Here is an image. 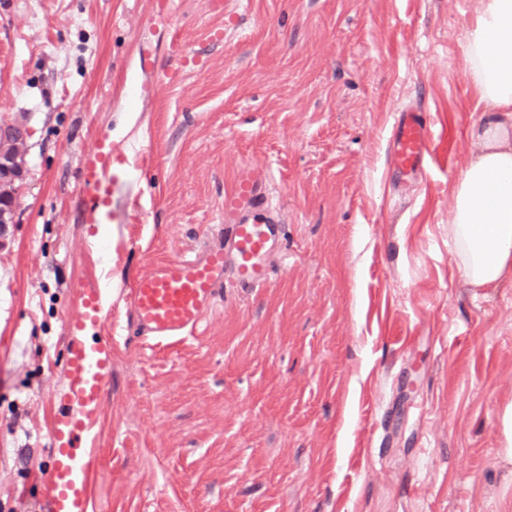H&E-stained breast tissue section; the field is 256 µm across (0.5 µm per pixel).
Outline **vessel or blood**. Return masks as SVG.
Listing matches in <instances>:
<instances>
[{
    "instance_id": "vessel-or-blood-1",
    "label": "vessel or blood",
    "mask_w": 512,
    "mask_h": 512,
    "mask_svg": "<svg viewBox=\"0 0 512 512\" xmlns=\"http://www.w3.org/2000/svg\"><path fill=\"white\" fill-rule=\"evenodd\" d=\"M432 126L419 109L402 110L393 137V162L402 174L420 168ZM105 141H98L85 165L82 191L90 220L100 218L112 190V169L103 163ZM263 197L247 170L224 197L226 245L211 247L204 259H170L154 263L132 285L127 300L131 324L149 340L173 342L194 333L222 292L224 253L232 251L241 283L259 285L268 279L264 260L276 238L273 216L263 215ZM79 305L69 323L73 335L67 345L66 390L61 413L51 433L52 458L46 473L51 489L49 512H90L91 478L87 459L97 446L99 411L108 395L112 372V343L86 345L81 332L100 326L104 317L101 286L78 290Z\"/></svg>"
}]
</instances>
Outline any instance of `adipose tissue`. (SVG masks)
Listing matches in <instances>:
<instances>
[{"label": "adipose tissue", "mask_w": 512, "mask_h": 512, "mask_svg": "<svg viewBox=\"0 0 512 512\" xmlns=\"http://www.w3.org/2000/svg\"><path fill=\"white\" fill-rule=\"evenodd\" d=\"M464 69L483 107L467 131L448 234L456 265L475 288L512 272V0H477L462 44Z\"/></svg>", "instance_id": "ef3b65f1"}]
</instances>
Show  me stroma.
<instances>
[{
	"instance_id": "obj_1",
	"label": "stroma",
	"mask_w": 512,
	"mask_h": 512,
	"mask_svg": "<svg viewBox=\"0 0 512 512\" xmlns=\"http://www.w3.org/2000/svg\"><path fill=\"white\" fill-rule=\"evenodd\" d=\"M0 0V114L32 136L0 239V512H48L77 288L106 290L112 373L91 512H512V280L474 288L448 239L482 105L476 0ZM178 30V48L169 32ZM423 169L397 174L402 108ZM112 139L107 223L80 192ZM250 170L281 234L269 279L194 335L137 338L129 287L224 240ZM400 112L393 137V162L402 174L408 175L424 162L432 126L420 109H404Z\"/></svg>"
}]
</instances>
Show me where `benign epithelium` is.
Instances as JSON below:
<instances>
[{
	"instance_id": "7a95c632",
	"label": "benign epithelium",
	"mask_w": 512,
	"mask_h": 512,
	"mask_svg": "<svg viewBox=\"0 0 512 512\" xmlns=\"http://www.w3.org/2000/svg\"><path fill=\"white\" fill-rule=\"evenodd\" d=\"M30 136L26 118L0 115V236L14 223L16 182L24 176Z\"/></svg>"
}]
</instances>
